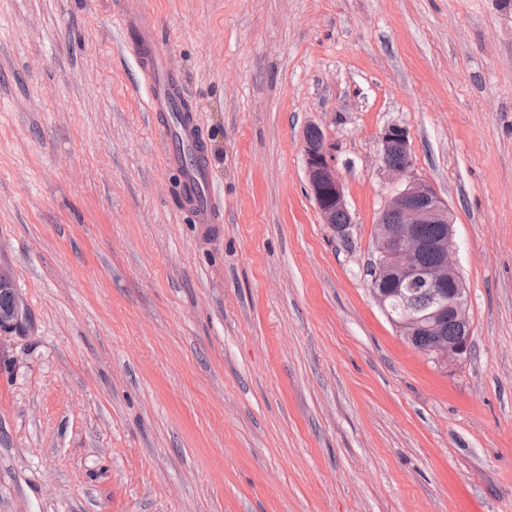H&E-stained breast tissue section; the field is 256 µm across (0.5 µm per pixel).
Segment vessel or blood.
Masks as SVG:
<instances>
[{"instance_id": "b4317fda", "label": "vessel or blood", "mask_w": 512, "mask_h": 512, "mask_svg": "<svg viewBox=\"0 0 512 512\" xmlns=\"http://www.w3.org/2000/svg\"><path fill=\"white\" fill-rule=\"evenodd\" d=\"M127 35V44L143 74V94L149 112L161 113L165 151L164 162L179 176L177 196L196 223L213 224L219 219L213 192V178L204 163L193 162L190 149L200 142V127L194 112L185 111L183 89L174 85L175 75L156 49V32L151 22L143 18L136 0H131L118 18Z\"/></svg>"}]
</instances>
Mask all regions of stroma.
Masks as SVG:
<instances>
[{
  "instance_id": "35a3bbf8",
  "label": "stroma",
  "mask_w": 512,
  "mask_h": 512,
  "mask_svg": "<svg viewBox=\"0 0 512 512\" xmlns=\"http://www.w3.org/2000/svg\"><path fill=\"white\" fill-rule=\"evenodd\" d=\"M127 2L0 0V269L33 319L0 338V512H512V0H141L199 117L207 226ZM392 124L453 214V368L365 276ZM120 27L127 35V44L143 74V94L149 112L165 113V122L159 129L165 151L164 162L179 176L177 196L198 224H216L219 219L217 201L213 192V178L205 162L194 163L189 151L200 145V127L197 115L191 109L185 112V93L165 61L155 48L156 32L152 23L142 17L137 3H129L118 17ZM176 79L177 88L174 86ZM310 144L304 142L305 173L310 194L313 197L323 224H329L330 228L338 235H344L349 227L337 224L347 223L344 215L351 217L347 207L344 184L336 169V162L332 145L318 127H308L304 135ZM322 137V138H321Z\"/></svg>"
}]
</instances>
